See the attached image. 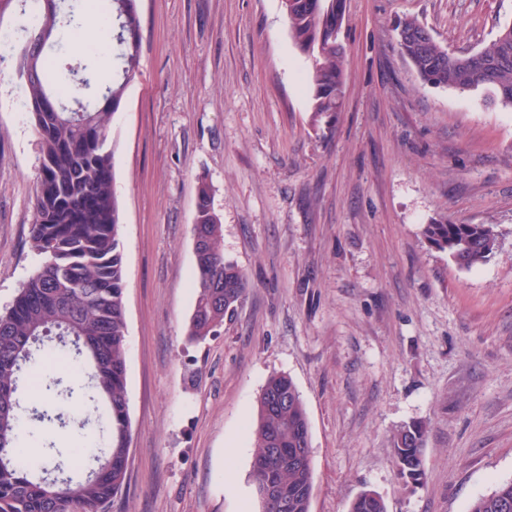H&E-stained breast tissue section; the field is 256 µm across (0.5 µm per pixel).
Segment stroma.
<instances>
[{
    "mask_svg": "<svg viewBox=\"0 0 512 512\" xmlns=\"http://www.w3.org/2000/svg\"><path fill=\"white\" fill-rule=\"evenodd\" d=\"M32 9H0V311L41 263L40 145L14 73ZM404 17L465 54L512 24V0H346L342 107L315 124L280 0H140V74L112 119L131 447L110 512H259L250 423L275 374L306 405L310 512H346L365 488L388 512H468L512 481V111L423 83L394 46ZM202 180L249 288L192 343ZM435 223L497 224L503 242L461 269L422 236ZM53 399L20 386L37 455L83 445L34 419ZM419 421L412 487L390 437Z\"/></svg>",
    "mask_w": 512,
    "mask_h": 512,
    "instance_id": "obj_1",
    "label": "stroma"
}]
</instances>
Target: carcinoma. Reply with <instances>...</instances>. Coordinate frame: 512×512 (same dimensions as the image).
Returning <instances> with one entry per match:
<instances>
[{
  "label": "carcinoma",
  "mask_w": 512,
  "mask_h": 512,
  "mask_svg": "<svg viewBox=\"0 0 512 512\" xmlns=\"http://www.w3.org/2000/svg\"><path fill=\"white\" fill-rule=\"evenodd\" d=\"M104 0L116 69L99 83L101 101L79 115L30 113L40 142V165L33 198L34 221L29 248L41 265L20 287L12 305L0 312V512H110L123 491L131 439L127 401V288L120 241V203L114 191L111 123L126 90L140 74L141 35L138 0ZM295 48L311 63L309 83L314 118L333 116L342 102L347 49L339 38L344 0H280ZM48 41L59 42L62 30L77 27L76 6L65 15L47 11L38 0ZM396 43L425 83L462 93L485 91L491 103L512 109V25L502 27L481 49L456 55L441 46L415 18L395 28ZM19 53L30 58L26 101L64 103L83 98L87 78L58 71L44 48L25 43ZM222 221L211 202L209 184L197 188L193 233L196 238L195 304L187 338L201 342L235 313L248 288L239 266L220 249ZM423 237L459 268L471 270L500 249L497 224H425ZM54 348L79 367H88L82 382L90 416L81 427L96 448L82 474L71 463L36 457L22 442L18 383L23 369L38 354ZM427 426L412 422L397 429L391 451L399 478L410 485L426 480ZM256 453L252 478L256 493L270 488L288 502V512H309L314 470L306 405L293 381L274 375L265 383L253 424ZM347 512H388L384 498L364 489ZM469 512H512V481L496 485L475 499Z\"/></svg>",
  "instance_id": "cac0c4a2"
}]
</instances>
